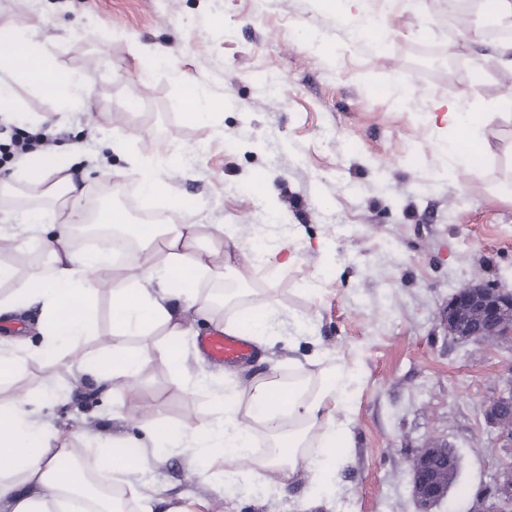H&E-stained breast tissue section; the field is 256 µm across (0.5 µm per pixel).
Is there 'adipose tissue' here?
Segmentation results:
<instances>
[{"instance_id":"ef3b65f1","label":"adipose tissue","mask_w":512,"mask_h":512,"mask_svg":"<svg viewBox=\"0 0 512 512\" xmlns=\"http://www.w3.org/2000/svg\"><path fill=\"white\" fill-rule=\"evenodd\" d=\"M27 78L39 87H52L62 106L91 111L94 107L85 73L59 71L49 63L44 45L35 35L13 24L0 25V113L13 110L10 85ZM437 129L435 145L439 155L456 166L468 168L471 155L456 143L458 131L476 132L478 115L448 103ZM27 190L34 198H66L55 213L54 225L44 223L38 208L23 211L24 220L0 226V237H20L48 231L40 248L48 264L35 276L19 280L15 264L0 258V318L20 308L38 306L42 322V343L26 348L0 343V390L10 388L27 359L60 361L73 348L94 334L97 324L95 298L107 291L112 313V332L119 336L145 335L154 327L167 326L170 340L155 349L159 358L171 363L180 382L206 393L213 401L217 419L200 430L176 429L147 417L142 427L150 443H165L192 449L204 456L202 478L213 477L215 462L230 463L225 479L239 480L247 472L276 493L286 491L299 474L308 479L307 498L318 502L332 498L339 487V472L352 446L348 413L351 387L358 377L355 367L329 358H318L313 369L300 377L284 380L275 375L252 378L246 384L216 387L204 377L189 373L186 360L174 343L183 330L178 309H210V297L202 293L199 281L212 275L208 255L199 252L200 239L223 243L224 228L212 224H142L136 229L146 259L128 273L125 280L104 288L98 270L111 267L107 248L93 254H77L70 247L75 225L83 223L82 193L72 183L67 165L48 158L23 161L15 172L0 175V193L17 195ZM147 360L142 351L116 347L101 349L95 356L74 361L76 371L90 379L100 394L136 377ZM58 388L46 383L38 394H17L0 399V512H106L99 502L82 496L73 474L64 473L61 462L72 453L70 437L51 431L42 415L45 403L57 396ZM266 437L269 449L258 452V437ZM127 440L115 439L111 447L94 439L84 441V452L96 475L110 480L117 475L143 472L148 459L142 453H127Z\"/></svg>"}]
</instances>
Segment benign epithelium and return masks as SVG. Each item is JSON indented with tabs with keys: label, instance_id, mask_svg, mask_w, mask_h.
Instances as JSON below:
<instances>
[{
	"label": "benign epithelium",
	"instance_id": "obj_1",
	"mask_svg": "<svg viewBox=\"0 0 512 512\" xmlns=\"http://www.w3.org/2000/svg\"><path fill=\"white\" fill-rule=\"evenodd\" d=\"M441 320L446 335L458 342L489 340L512 344V291L471 283L448 300ZM487 425L496 431L503 456L511 462L497 472L489 489L477 497L474 512H512V379L484 405ZM453 452L448 444L428 441L410 459L412 495L420 512H431L448 497L454 480Z\"/></svg>",
	"mask_w": 512,
	"mask_h": 512
}]
</instances>
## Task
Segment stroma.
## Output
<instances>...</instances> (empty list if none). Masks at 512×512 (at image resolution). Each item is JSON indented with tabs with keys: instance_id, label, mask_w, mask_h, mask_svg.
I'll return each mask as SVG.
<instances>
[{
	"instance_id": "35a3bbf8",
	"label": "stroma",
	"mask_w": 512,
	"mask_h": 512,
	"mask_svg": "<svg viewBox=\"0 0 512 512\" xmlns=\"http://www.w3.org/2000/svg\"><path fill=\"white\" fill-rule=\"evenodd\" d=\"M339 0H0V23L37 33L49 61L84 72L98 108H66L28 80L12 85L16 107L7 133L47 125L54 147H75L70 175L87 193L105 179L134 182L140 157L154 156L165 192L189 224L234 230L238 261L208 285L240 289L234 304L205 315L185 312L179 347L189 367L220 381L224 364L200 353L199 337L258 302L274 303L271 342L233 363L241 377L260 372V357L280 362L328 353L356 364L360 381L350 411L355 444L342 489L311 512H418L410 459L428 441L460 458L446 501L433 512H470L475 492L500 469L485 401L512 378V348L454 341L441 311L462 285L512 290V72L483 69L499 44L454 30L443 0H393L381 34L356 37ZM183 72L188 84L177 82ZM286 84L263 86L267 71ZM224 99V110L191 121L185 88ZM456 101L479 115L483 158L449 169L433 152L431 115ZM115 138L112 169L88 158L103 136ZM290 239L295 259L279 270L254 266L257 241ZM98 328L79 354L102 341L151 351V334L116 336L107 295ZM301 337L299 348L288 339ZM62 392L45 410L54 429L87 428L101 444L136 437V413L185 430L214 418L201 392L182 386L156 358L109 396L76 381L68 361L29 360L18 391L46 381ZM152 475L172 502L192 512H300L305 480L280 498L261 481L239 492L224 479L201 478L199 462L179 448L155 453Z\"/></svg>"
}]
</instances>
